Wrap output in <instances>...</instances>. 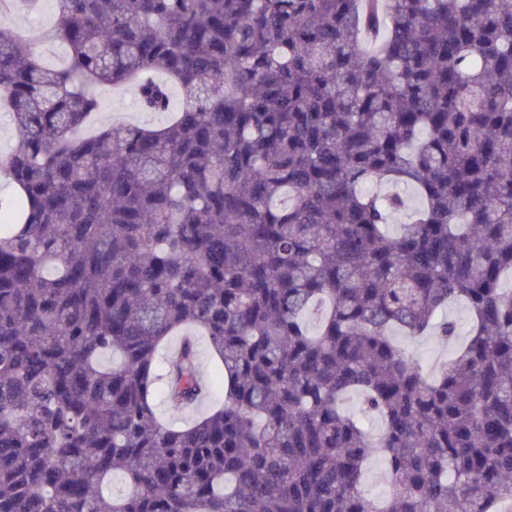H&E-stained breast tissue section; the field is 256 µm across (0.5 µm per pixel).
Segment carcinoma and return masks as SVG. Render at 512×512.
<instances>
[{"label":"carcinoma","mask_w":512,"mask_h":512,"mask_svg":"<svg viewBox=\"0 0 512 512\" xmlns=\"http://www.w3.org/2000/svg\"><path fill=\"white\" fill-rule=\"evenodd\" d=\"M55 2L62 67L0 26V512L511 506L512 0ZM104 86L169 118L77 136ZM448 315L454 318L458 324V333L456 340L452 344L441 343L436 336L429 334L421 337L403 336L399 332L394 333V340L418 359L423 366L428 369L439 356H447L468 339L469 319L466 307L462 303H457L448 308ZM158 414L167 421H174L178 425L186 424L194 418L198 417L202 413L208 412L211 408L212 403L210 401H204L196 410L188 411L183 413H177L171 411L164 400L156 401ZM387 461L380 455L370 458L364 476L363 489L371 498H381L390 492L387 480Z\"/></svg>","instance_id":"carcinoma-1"}]
</instances>
